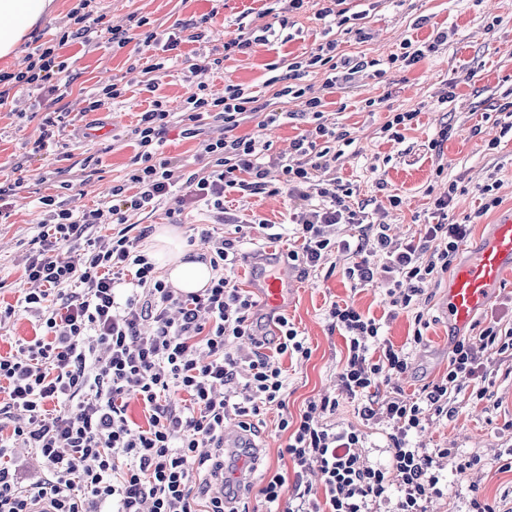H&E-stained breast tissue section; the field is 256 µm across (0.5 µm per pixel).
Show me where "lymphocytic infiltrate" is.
Wrapping results in <instances>:
<instances>
[{"mask_svg":"<svg viewBox=\"0 0 512 512\" xmlns=\"http://www.w3.org/2000/svg\"><path fill=\"white\" fill-rule=\"evenodd\" d=\"M68 18L55 38L28 53L25 69L0 71L1 109L25 116L15 96L21 86L39 90L49 105H56V92L74 80L61 54L69 41L89 45L105 30L121 48L134 41L147 50L160 45L171 51L183 41L179 27L164 35L105 29L98 0H79ZM335 51L334 43L322 44L288 65L292 84L283 93L298 102L302 115L315 125L295 139L288 159L273 157L261 163L259 141L238 135V128L250 119L259 117L268 124L278 118L241 85L191 97L183 114L198 127L209 119L224 125L222 138L202 142L205 165L188 177L183 202L206 205L216 223H235V216L224 209L227 193H262L268 187V166L280 167L289 193L303 201L291 215L302 246L288 258L308 268L322 265L335 250L333 226L358 221L348 202L350 189L325 176L331 152L327 141L336 132L322 121L323 102L295 84L307 69L331 64ZM172 120V113L158 103L142 113L133 130L141 164L113 186L111 205L77 213L57 207L53 196L40 199L50 214L37 236L40 248L25 267L29 287L23 303L41 334L0 354V393L7 395L8 408L27 417L25 425L14 428L13 440L36 449L46 472L21 484L8 443L0 441V512H34L45 498L51 499L55 512H105L115 500L118 512H198L192 483L203 462L199 449L223 448L228 416L238 417L246 429L266 408H288L281 369L272 367L266 355L239 349L240 342L254 343L258 336L253 322L256 303L232 277L238 261L234 239L201 230L200 241L218 274L207 288L184 294L158 278L154 263L140 249L148 229L134 236L125 225L128 210H143L166 199L179 181L178 160L156 154ZM98 224H113L117 230L91 239L78 261L54 258L59 245L81 238ZM470 231V225L441 221L423 225L418 242L405 244L377 231L382 262L357 248L346 274L361 283L379 278L397 286L409 281V292L390 300L394 309H408L418 285L452 266ZM128 274L135 287L146 289V298L131 294L118 300L116 285ZM328 316L347 340L341 389L360 397L362 420L384 419L392 425L389 461L371 462L356 428L328 425L325 417L336 402L325 397L308 402L297 417L281 419L288 433L281 455L291 462L294 476L274 472L260 493L270 507L282 506L286 512H372L373 503L389 498L395 501L394 512H426L427 503L442 496L447 483L440 459H447L461 477L480 468L481 459L455 448L430 452L412 440L427 413L451 415L460 378L472 380L471 397H487L494 384L487 354L493 350L512 356V326L496 319L478 335L456 340L447 373L414 400L405 401L378 395L377 390L381 380L407 372L408 348L382 338L379 321L352 305L332 304ZM229 384L241 387L237 403H229L222 393ZM173 390L188 393L190 405L173 406L168 398ZM130 395L146 412L147 428L131 427L126 401ZM313 471L324 487L321 501L312 498L306 481Z\"/></svg>","mask_w":512,"mask_h":512,"instance_id":"f902f5d3","label":"lymphocytic infiltrate"}]
</instances>
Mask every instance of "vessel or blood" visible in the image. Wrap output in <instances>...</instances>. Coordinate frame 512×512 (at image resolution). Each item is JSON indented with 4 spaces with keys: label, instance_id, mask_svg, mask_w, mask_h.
<instances>
[{
    "label": "vessel or blood",
    "instance_id": "obj_1",
    "mask_svg": "<svg viewBox=\"0 0 512 512\" xmlns=\"http://www.w3.org/2000/svg\"><path fill=\"white\" fill-rule=\"evenodd\" d=\"M248 263L268 262L273 270L259 287L258 293L270 306L284 305L293 282L291 270L276 255L262 253L248 256ZM512 273V214L492 227L485 246L473 252L453 270L448 290L441 303V312L457 329L465 328L473 316L485 309L494 288Z\"/></svg>",
    "mask_w": 512,
    "mask_h": 512
}]
</instances>
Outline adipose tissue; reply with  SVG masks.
<instances>
[{
    "label": "adipose tissue",
    "mask_w": 512,
    "mask_h": 512,
    "mask_svg": "<svg viewBox=\"0 0 512 512\" xmlns=\"http://www.w3.org/2000/svg\"><path fill=\"white\" fill-rule=\"evenodd\" d=\"M53 9V0H0V58L13 55L35 24ZM151 256L168 282L186 292L206 288L210 266L183 247L178 233L162 227L153 235Z\"/></svg>",
    "instance_id": "obj_1"
}]
</instances>
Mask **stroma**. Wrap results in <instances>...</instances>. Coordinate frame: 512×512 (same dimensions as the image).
I'll return each instance as SVG.
<instances>
[{"mask_svg": "<svg viewBox=\"0 0 512 512\" xmlns=\"http://www.w3.org/2000/svg\"><path fill=\"white\" fill-rule=\"evenodd\" d=\"M54 11L43 18L31 40L17 52L0 58V71H18L26 66L32 48L50 39L77 0H55ZM345 22L318 18L313 0L289 15H282L278 0H101L100 10L114 27H128L133 18H149L157 31H170L192 20H202V37L185 41L176 59L160 50H138L136 43L125 47L101 36L93 47L73 42L61 50L71 58L78 73L57 104L54 128L57 148L37 151L36 140L47 113L46 102L37 91L21 88L19 96L27 110L17 118L0 109V181L13 185L7 215L0 219V306H15L13 316L0 320V353L14 350L19 342L33 339L40 330L35 321L18 310L27 287L25 264L35 251L38 226L48 214L40 197L53 196L57 204L75 211L108 206L112 188L122 183L135 166L139 149L130 131L142 112L153 103L163 109L181 112L198 84L223 91L225 83L242 85L267 100L279 112L278 122L261 126L250 121L239 134L256 137L271 157L288 156L292 143L310 130L308 118L299 116L291 98L277 96L270 82L284 74L294 59L307 57L318 45H336L337 83L325 89V68L308 69L300 83L308 95L326 103L323 121L348 141H337V155L328 177L350 188V204L360 213L357 224L337 225L332 233L337 248L329 262L316 268L294 267L297 280L287 306L274 310L257 303L255 320L263 340L261 353L279 366L288 383V413L298 415L309 401L329 396L338 405L326 421L333 426L358 429L365 437L366 451L373 462L389 459L387 435L392 426L384 421H364L358 402L342 394L338 372L347 356V343L332 327L328 310L332 303L351 304L366 316L379 320L385 339L395 346L408 343L414 329L416 311H423L428 323L422 343L410 352L409 369L392 377L384 388L400 391L411 400L422 388L438 381L448 371L452 347L460 335H475L490 317L512 318V278L499 284L486 309L479 312L465 330L450 327L437 309L439 297L448 288V275L426 283L415 308L392 309L388 288L381 281L361 284L345 273L352 261L343 242L363 243L373 250V239L364 238L366 225L382 224L395 241L418 239L422 225L437 223L434 209L437 197L452 194L448 221L467 224L469 247H478L490 224L512 211V135L501 136L506 122V103L512 102V0H346ZM269 29L274 42L255 46L253 51L225 56V43L239 34ZM448 34L447 42L434 45L437 32ZM428 45L429 50L415 65L398 61L404 41ZM220 59L218 68L192 78L188 70L204 58ZM364 68L349 74L348 63ZM156 66L155 75L146 67ZM118 85L122 96L110 109L88 111L87 94L93 88ZM414 112L418 119L389 139L382 127L390 114ZM452 135L442 151L430 143L443 127ZM199 137L186 134L183 125H173L161 147L163 156L178 158L184 175L201 168L197 158ZM497 147H490V140ZM268 192L252 195L228 194L225 208L236 214L239 225L219 224L216 232L236 239L240 252H257L274 246L280 257L295 249L294 240L270 242L253 228L256 219L271 224L287 223L298 200L281 189L279 169H270ZM456 191H449V183ZM494 185L499 206L486 210L480 188ZM173 199H166L153 210L129 212V223L144 227L176 226L183 243L196 253L204 248L197 241V227L212 222L205 206L185 209L169 218ZM281 314L294 324L311 351L308 359L296 361L275 352L277 331L272 322ZM488 362L495 384L487 399H471L470 380H462L448 417L427 415L417 444L428 449L457 448L480 456L482 469L468 478L449 476L448 491L427 505V512H465L473 493L512 507V472L499 469L498 456L512 445V357L489 353ZM280 412L269 408L255 418L249 435L260 447L256 466H248L245 454L237 448L224 451V478L250 469V480L234 488L237 501L250 512H266L259 493L264 477L283 462L280 451L288 441L279 427Z\"/></svg>", "mask_w": 512, "mask_h": 512, "instance_id": "1", "label": "stroma"}]
</instances>
